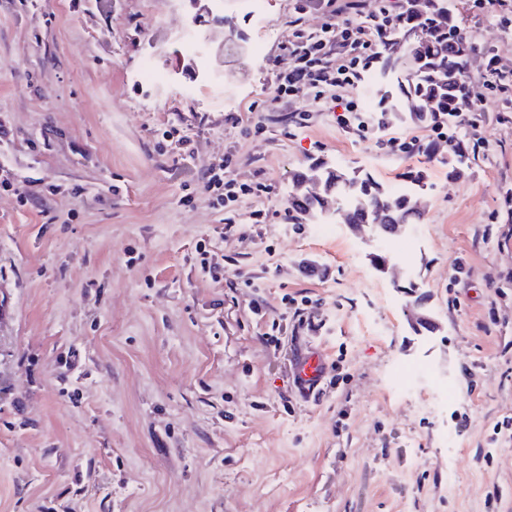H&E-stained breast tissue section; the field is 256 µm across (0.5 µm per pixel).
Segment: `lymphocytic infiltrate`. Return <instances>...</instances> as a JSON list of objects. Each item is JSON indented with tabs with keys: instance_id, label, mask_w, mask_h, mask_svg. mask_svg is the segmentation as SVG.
Wrapping results in <instances>:
<instances>
[{
	"instance_id": "1",
	"label": "lymphocytic infiltrate",
	"mask_w": 512,
	"mask_h": 512,
	"mask_svg": "<svg viewBox=\"0 0 512 512\" xmlns=\"http://www.w3.org/2000/svg\"><path fill=\"white\" fill-rule=\"evenodd\" d=\"M316 9L329 17H341V25H329L316 35L295 28L288 52L293 68L277 77V98L285 100L300 90L314 99H335L337 90L357 85L363 74L396 31L397 12L380 8L364 14L362 0H313Z\"/></svg>"
}]
</instances>
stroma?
Instances as JSON below:
<instances>
[{
	"instance_id": "1",
	"label": "stroma",
	"mask_w": 512,
	"mask_h": 512,
	"mask_svg": "<svg viewBox=\"0 0 512 512\" xmlns=\"http://www.w3.org/2000/svg\"><path fill=\"white\" fill-rule=\"evenodd\" d=\"M296 4L268 0L228 99L180 32L196 23L223 72L220 17L252 33L238 0H0V512H512V122L478 83L476 134L445 139L304 91L274 102L295 25L329 22ZM448 7L512 71V29ZM167 122L195 141L185 160L158 149ZM412 136L433 152L386 145ZM229 153L225 179L270 187L232 224L209 194L181 202ZM318 160L386 188L421 174L410 253L289 223L291 176ZM420 294L433 328L407 315ZM304 345L328 358L316 402L291 388ZM408 364L454 397L421 411L393 381Z\"/></svg>"
}]
</instances>
